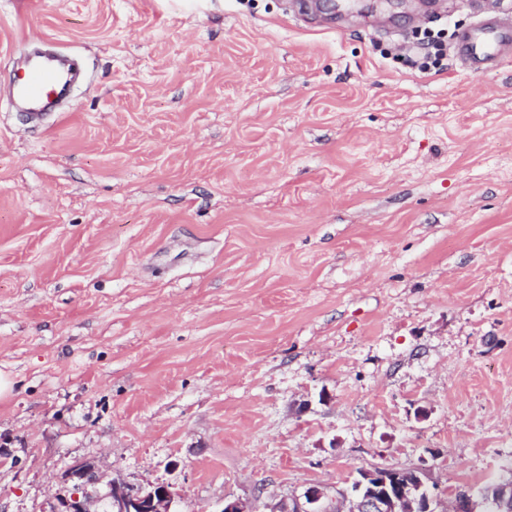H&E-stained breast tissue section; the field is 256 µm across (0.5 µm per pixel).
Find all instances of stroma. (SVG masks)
Instances as JSON below:
<instances>
[{
    "label": "stroma",
    "mask_w": 512,
    "mask_h": 512,
    "mask_svg": "<svg viewBox=\"0 0 512 512\" xmlns=\"http://www.w3.org/2000/svg\"><path fill=\"white\" fill-rule=\"evenodd\" d=\"M468 0H0V512L66 470L291 512L512 477V60ZM86 73L10 102L35 48ZM473 8L481 19L458 35L456 56L471 67L498 64L512 53V16L502 7L486 11L482 0H475ZM349 493L355 498L346 512H438L441 505L436 485H430L424 469L394 470L375 467L362 471ZM372 481V483H370Z\"/></svg>",
    "instance_id": "obj_1"
}]
</instances>
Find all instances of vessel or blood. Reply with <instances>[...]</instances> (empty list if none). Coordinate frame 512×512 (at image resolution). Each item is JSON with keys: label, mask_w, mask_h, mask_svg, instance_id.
Instances as JSON below:
<instances>
[{"label": "vessel or blood", "mask_w": 512, "mask_h": 512, "mask_svg": "<svg viewBox=\"0 0 512 512\" xmlns=\"http://www.w3.org/2000/svg\"><path fill=\"white\" fill-rule=\"evenodd\" d=\"M473 8L481 19L473 28L459 34L458 59L472 67L501 62L512 54V13L503 8L486 11L484 0H474ZM73 79L72 69L57 57H34L18 79L16 102L29 117H39L42 111L67 98Z\"/></svg>", "instance_id": "1"}]
</instances>
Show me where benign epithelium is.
<instances>
[{
	"label": "benign epithelium",
	"instance_id": "1",
	"mask_svg": "<svg viewBox=\"0 0 512 512\" xmlns=\"http://www.w3.org/2000/svg\"><path fill=\"white\" fill-rule=\"evenodd\" d=\"M68 478L74 492L59 500L57 512H179L178 499L169 483L133 484L113 478L102 482L96 465L81 461L70 466ZM349 493L355 503L347 512H437L440 497L425 471L375 467L354 480ZM308 508L296 512H323L325 494L311 486L303 493ZM482 503L498 512H512V482L497 484Z\"/></svg>",
	"mask_w": 512,
	"mask_h": 512
}]
</instances>
